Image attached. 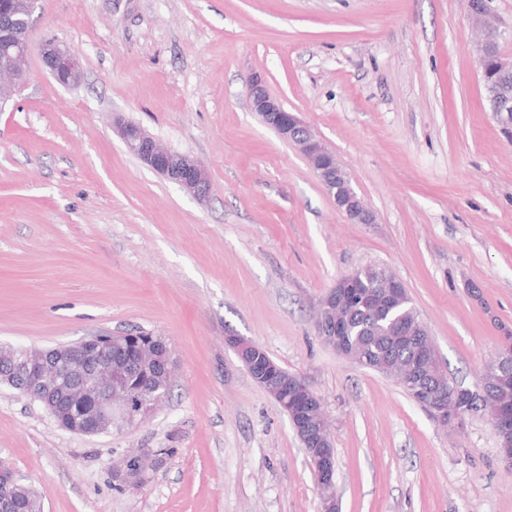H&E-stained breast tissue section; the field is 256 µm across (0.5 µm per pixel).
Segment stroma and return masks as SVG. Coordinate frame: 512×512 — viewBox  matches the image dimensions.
Returning <instances> with one entry per match:
<instances>
[{
    "mask_svg": "<svg viewBox=\"0 0 512 512\" xmlns=\"http://www.w3.org/2000/svg\"><path fill=\"white\" fill-rule=\"evenodd\" d=\"M466 0H39L28 72L0 109V344L166 337L168 397L136 427L78 435L0 384V458L45 512H319L288 416L229 337L320 396L340 512H512L485 419L435 423L343 357L315 315L346 273L405 284L449 379L474 387L512 331V143L485 107ZM76 55L59 85L40 47ZM308 125L374 217L354 224L245 82ZM203 162L199 204L112 123ZM161 456L120 486L128 453Z\"/></svg>",
    "mask_w": 512,
    "mask_h": 512,
    "instance_id": "35a3bbf8",
    "label": "stroma"
}]
</instances>
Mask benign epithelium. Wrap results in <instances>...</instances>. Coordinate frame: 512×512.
<instances>
[{
	"mask_svg": "<svg viewBox=\"0 0 512 512\" xmlns=\"http://www.w3.org/2000/svg\"><path fill=\"white\" fill-rule=\"evenodd\" d=\"M38 0H0V38L5 41L0 58V108L13 98L14 88L27 73L29 44L19 36V30L29 28L30 17ZM497 32L486 26L484 43L479 49V68L496 57L497 66L504 72L512 71V61L496 55ZM45 67L55 80L65 86L79 84L83 70L78 58L70 50L54 41L41 47ZM250 105L264 122L283 140L295 144L319 178L327 195L346 217L357 224L373 223V216L354 191L347 172L334 153L312 133L294 113L267 91L259 73L247 81ZM501 131L512 134V103L504 100L492 111ZM116 134L126 147L147 168L189 193L198 203L209 199L210 175L197 158L161 146L140 126L119 119L114 126ZM411 304L404 283L391 271L382 269L378 288L369 290L359 282L353 271L342 276L321 302L316 316L317 335L338 353L363 366L369 359L348 344L351 323L348 312L355 307L373 317H391L389 333L404 339L407 361L395 358L393 350L385 356L394 361L396 382L418 403L433 421L464 430L470 420L488 421L498 447L512 446V400L499 399L488 406L484 398L512 388V343L502 339L495 358L472 391V403L463 406L458 384L449 380L442 368L435 346L424 332L414 335V325L397 311ZM228 342L255 383L264 388L277 405L289 416L291 425L302 442L322 490H335L336 457L328 428L323 421L321 398L302 378L289 373L268 357L258 344L239 337ZM15 357L9 374H0V383L6 382L21 391L31 401L39 403L58 426L70 433L97 435L112 429L114 418L128 426H138L162 402L166 393L143 385L138 394L131 393L127 373L133 366H141L146 357L162 355V378L173 383L175 362L168 342L162 336H152L132 360H116L112 351V336L93 334L76 342L45 350H31L1 346ZM153 453L137 451L128 454L122 464L121 481L128 487H139L148 479ZM21 478L13 467L0 459V505L10 496Z\"/></svg>",
	"mask_w": 512,
	"mask_h": 512,
	"instance_id": "1",
	"label": "benign epithelium"
}]
</instances>
